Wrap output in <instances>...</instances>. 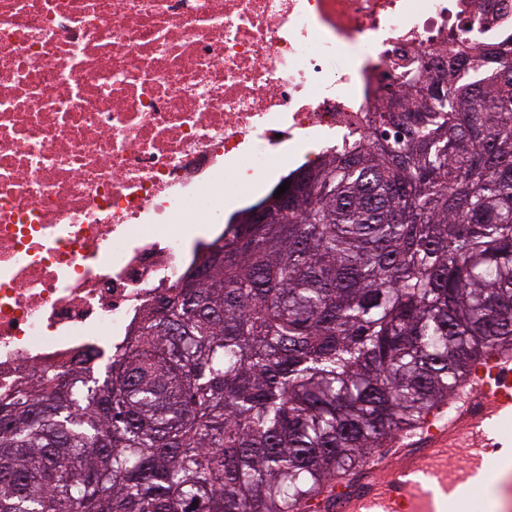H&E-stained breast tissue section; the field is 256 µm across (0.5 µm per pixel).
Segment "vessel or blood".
<instances>
[{"instance_id":"vessel-or-blood-1","label":"vessel or blood","mask_w":512,"mask_h":512,"mask_svg":"<svg viewBox=\"0 0 512 512\" xmlns=\"http://www.w3.org/2000/svg\"><path fill=\"white\" fill-rule=\"evenodd\" d=\"M458 399L452 421L429 417L409 448L394 459L367 462L358 486L336 485L313 500L315 512H450L458 499L477 494L474 478L494 459L489 429L512 421V367L500 355L487 356ZM457 448L467 449V465L452 471L448 455Z\"/></svg>"}]
</instances>
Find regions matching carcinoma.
I'll use <instances>...</instances> for the list:
<instances>
[{"label": "carcinoma", "instance_id": "carcinoma-1", "mask_svg": "<svg viewBox=\"0 0 512 512\" xmlns=\"http://www.w3.org/2000/svg\"><path fill=\"white\" fill-rule=\"evenodd\" d=\"M195 249L105 375L0 393V512H303L512 359V40ZM288 207V189L279 198L273 197L272 203L258 205L243 220L244 224H270L275 215V207Z\"/></svg>", "mask_w": 512, "mask_h": 512}]
</instances>
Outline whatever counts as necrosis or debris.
<instances>
[{
  "instance_id": "4bbe7bcc",
  "label": "necrosis or debris",
  "mask_w": 512,
  "mask_h": 512,
  "mask_svg": "<svg viewBox=\"0 0 512 512\" xmlns=\"http://www.w3.org/2000/svg\"><path fill=\"white\" fill-rule=\"evenodd\" d=\"M465 28L512 37V0H0V391L121 349L217 181L316 166Z\"/></svg>"
}]
</instances>
